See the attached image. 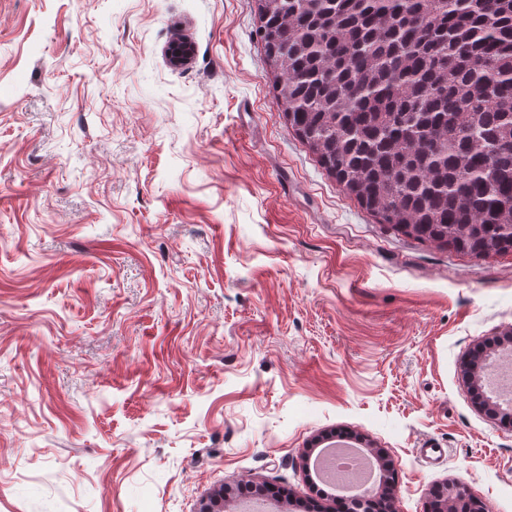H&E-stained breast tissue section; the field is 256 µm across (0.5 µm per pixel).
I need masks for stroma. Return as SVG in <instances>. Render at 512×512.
Wrapping results in <instances>:
<instances>
[{
	"label": "stroma",
	"mask_w": 512,
	"mask_h": 512,
	"mask_svg": "<svg viewBox=\"0 0 512 512\" xmlns=\"http://www.w3.org/2000/svg\"><path fill=\"white\" fill-rule=\"evenodd\" d=\"M257 0H0V512L317 499L382 449L397 512H512V428L462 366L512 330V253L398 233L290 127ZM178 40L190 61L172 66ZM446 490L445 495L437 501L433 512H448V509L454 511L462 508L463 504L466 505V508H463L464 512L486 511L483 503L461 483L447 484Z\"/></svg>",
	"instance_id": "1"
}]
</instances>
